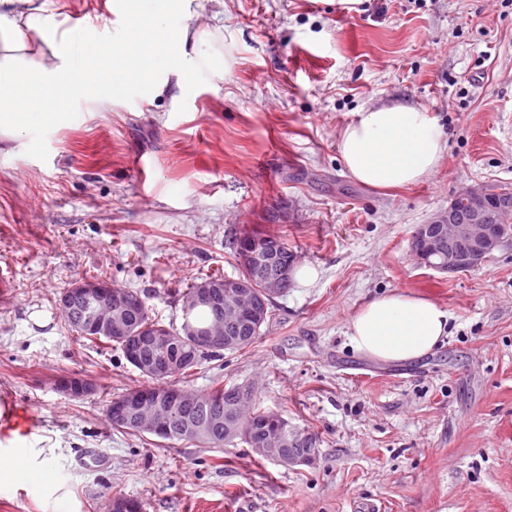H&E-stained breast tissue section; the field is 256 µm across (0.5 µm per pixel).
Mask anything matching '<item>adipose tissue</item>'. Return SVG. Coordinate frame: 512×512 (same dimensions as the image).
<instances>
[{
    "mask_svg": "<svg viewBox=\"0 0 512 512\" xmlns=\"http://www.w3.org/2000/svg\"><path fill=\"white\" fill-rule=\"evenodd\" d=\"M185 0H129V35L119 53H104L91 26L49 10L41 0H0V139L35 123H61L75 94L111 105L126 81L156 86L185 55L186 29L170 22ZM175 71V70H172ZM190 84L191 71H175ZM446 140L437 119L404 103L381 104L358 113L338 136L345 170L376 189L418 184L437 170ZM449 315L435 301L410 292L371 297L350 318L352 348L374 360L401 363L431 353L448 334Z\"/></svg>",
    "mask_w": 512,
    "mask_h": 512,
    "instance_id": "adipose-tissue-1",
    "label": "adipose tissue"
}]
</instances>
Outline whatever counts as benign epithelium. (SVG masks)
I'll return each mask as SVG.
<instances>
[{"label": "benign epithelium", "instance_id": "7a95c632", "mask_svg": "<svg viewBox=\"0 0 512 512\" xmlns=\"http://www.w3.org/2000/svg\"><path fill=\"white\" fill-rule=\"evenodd\" d=\"M509 246H512V193L474 185L454 195L448 209L417 226L411 251L420 265L459 273L479 268L495 252ZM240 251L243 260L264 273V297L276 296L280 288V277L273 266L276 254L264 251L258 243H246ZM75 299L91 306L83 330L108 340L131 335L129 317L143 309L141 297L131 292H119L101 280H83L66 288L58 302L61 312H66ZM262 302L263 297L255 295L252 287L243 281L215 283L198 290L183 307L186 316L198 305L209 306L212 317L207 327L198 328L186 319L182 328L199 348H230L239 342V337L228 334V331L254 329ZM179 340L180 337L165 330L156 331L147 338L152 354L145 357L136 350L131 360L139 366L141 373L163 379L179 364V359L172 355ZM56 387L58 392L72 399H84L96 392L92 380L77 375L59 379ZM184 397L185 393L176 387H168L162 394L153 390L133 392L111 409V419L117 425L130 423L152 436H169L172 406ZM247 401L248 395L242 393L234 404L224 409L225 432L237 431L238 419ZM312 444L311 434L281 425L264 435L256 452L278 462L286 458L290 465L312 464L318 454Z\"/></svg>", "mask_w": 512, "mask_h": 512}]
</instances>
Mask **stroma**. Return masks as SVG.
<instances>
[{
	"label": "stroma",
	"mask_w": 512,
	"mask_h": 512,
	"mask_svg": "<svg viewBox=\"0 0 512 512\" xmlns=\"http://www.w3.org/2000/svg\"><path fill=\"white\" fill-rule=\"evenodd\" d=\"M111 0H49L121 45ZM179 23L208 42L186 56L188 91L128 83L102 107L75 98L67 122L0 141V410H29L50 438L59 485L0 482V512H109L113 487L143 512H512V247L443 273L411 255L417 225L476 184L512 185V6L502 0H190ZM403 102L438 118L448 147L428 179L399 190L356 182L337 151L357 113ZM287 239L312 266L249 347L191 383L249 384L263 408L313 434L314 464L256 460L112 427L106 406L151 386L116 347L82 344L57 307L85 279L146 295L164 323L181 294L234 276L235 234ZM387 291L449 313L433 353L377 364L347 323ZM93 379L71 400L58 377ZM95 449L98 468L76 454Z\"/></svg>",
	"instance_id": "stroma-1"
}]
</instances>
